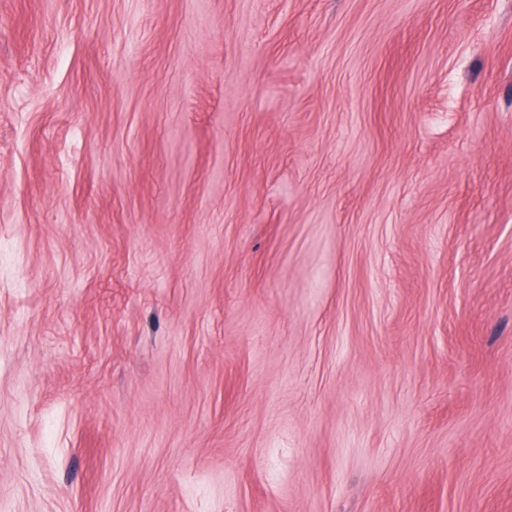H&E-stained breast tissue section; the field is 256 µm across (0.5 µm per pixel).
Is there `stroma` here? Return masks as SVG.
Listing matches in <instances>:
<instances>
[{"label":"stroma","mask_w":512,"mask_h":512,"mask_svg":"<svg viewBox=\"0 0 512 512\" xmlns=\"http://www.w3.org/2000/svg\"><path fill=\"white\" fill-rule=\"evenodd\" d=\"M0 512H512V0H0Z\"/></svg>","instance_id":"35a3bbf8"}]
</instances>
